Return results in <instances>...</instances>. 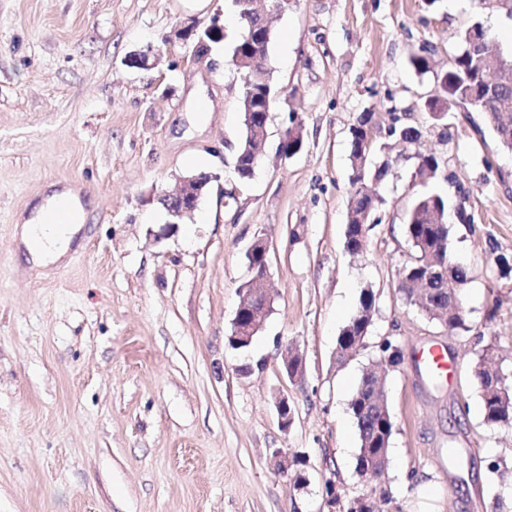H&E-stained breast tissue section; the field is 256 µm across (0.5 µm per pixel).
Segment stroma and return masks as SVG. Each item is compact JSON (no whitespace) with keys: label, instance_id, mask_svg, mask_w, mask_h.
<instances>
[{"label":"stroma","instance_id":"1","mask_svg":"<svg viewBox=\"0 0 512 512\" xmlns=\"http://www.w3.org/2000/svg\"><path fill=\"white\" fill-rule=\"evenodd\" d=\"M477 22L512 57V17L491 0H293L266 59L278 93L267 154L241 180L232 0H0V512H347L379 487L390 493L381 512H512V427L486 426L471 376L483 338L512 369V152L481 113L433 120L435 75L409 63L430 46L447 67ZM190 23L224 38L197 56L171 38ZM146 46L156 66L126 65ZM369 111L380 129L368 162L391 170L353 257L349 128ZM394 116L420 130L417 149L389 146ZM296 123L302 147L282 158L280 135ZM420 152L440 160L426 181ZM203 172L219 182L168 228L162 197ZM452 179L469 222L451 249L471 271L469 329L453 334L407 302L399 276L414 255L413 199L447 195ZM70 181L86 190L87 222L64 262L34 267L16 225ZM258 236L273 309L240 350L229 337ZM366 287L378 295L373 323L338 361ZM432 341L459 365L453 387L416 373ZM290 345L303 354L298 379L282 363ZM381 361L394 432L369 479L355 469L349 402ZM278 448L301 460L304 482L278 472Z\"/></svg>","mask_w":512,"mask_h":512}]
</instances>
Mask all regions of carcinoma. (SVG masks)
Returning <instances> with one entry per match:
<instances>
[{"mask_svg": "<svg viewBox=\"0 0 512 512\" xmlns=\"http://www.w3.org/2000/svg\"><path fill=\"white\" fill-rule=\"evenodd\" d=\"M484 34L479 23L460 33L459 47L454 55L453 63L448 69L436 73L439 96L427 103L434 118L441 120L446 117L448 109L453 106L468 107L467 95L471 91V83L478 77L480 61L483 54L491 53L499 46L494 38L486 43L473 39V32ZM434 49L424 47L421 53L410 59L412 68L420 73L433 71ZM489 126L495 132L504 150L512 151V69L505 72L499 89L489 96L487 109L484 110ZM373 113H365L357 123L349 129L350 161L352 181H374L383 183L389 172L390 163L384 161L373 167L360 162L357 145L363 138V127L372 121ZM264 119V113L252 112L242 116L243 132L238 143V152L256 149L251 136L252 126ZM388 136L403 140L409 144L420 139V131L413 126H392ZM419 172L428 178L433 176L440 167L437 157L433 154L418 155ZM452 227L448 224V199L438 194H423L416 197L408 212L407 233L414 249V261L403 270L402 288L415 295V289L423 284L426 287L427 299L418 309L448 327L455 333L468 331L466 315L446 313L443 311L444 290L448 288V280L464 286L468 283L469 271L464 266H453L448 263ZM364 332V323L353 315L337 337L336 348L342 350L338 358L347 360L343 351L350 347L348 339ZM498 360L496 345L488 343L481 348L478 359L473 365V375L481 392L484 410V421L490 427L512 425V385L500 387L494 384L495 364ZM376 375L365 370L360 384L349 403V410L358 430L359 452L356 457V469L364 471L374 461L375 449L390 447L394 423L388 413L387 394L372 397L371 385Z\"/></svg>", "mask_w": 512, "mask_h": 512, "instance_id": "cac0c4a2", "label": "carcinoma"}]
</instances>
